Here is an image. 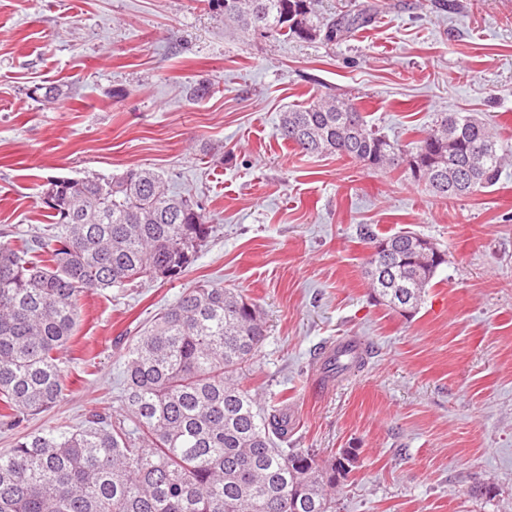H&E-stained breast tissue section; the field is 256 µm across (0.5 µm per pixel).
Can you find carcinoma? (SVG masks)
I'll return each instance as SVG.
<instances>
[{"mask_svg": "<svg viewBox=\"0 0 512 512\" xmlns=\"http://www.w3.org/2000/svg\"><path fill=\"white\" fill-rule=\"evenodd\" d=\"M242 33L341 41L377 9L317 18L316 0H210ZM278 136L306 155L334 154L370 171L399 165L404 149L369 126L355 99L328 96L281 112ZM507 153L498 129L443 112L409 150L413 181L438 198L495 186ZM52 223L0 240V423L20 428L64 399L69 350L90 288L179 279L208 242L201 207L159 173L47 181ZM371 288L388 307L417 310L447 253L402 232L377 240ZM257 304L219 284L186 289L132 337L121 355L114 414L22 433L0 454V512H336L330 490L357 449L321 461L288 448V421L263 411L238 373L264 340Z\"/></svg>", "mask_w": 512, "mask_h": 512, "instance_id": "obj_1", "label": "carcinoma"}]
</instances>
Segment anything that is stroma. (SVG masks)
I'll list each match as a JSON object with an SVG mask.
<instances>
[{
    "label": "stroma",
    "mask_w": 512,
    "mask_h": 512,
    "mask_svg": "<svg viewBox=\"0 0 512 512\" xmlns=\"http://www.w3.org/2000/svg\"><path fill=\"white\" fill-rule=\"evenodd\" d=\"M388 2L326 44L234 34L208 0H0V234L47 224V180L132 167L213 226L179 280L85 293L66 397L26 431L115 410L127 337L208 280L263 313L241 382L287 417L290 446L357 449L336 512H512V161L446 201L406 166L303 155L276 132L287 107L350 96L403 146L464 112L512 149V0ZM198 82L209 95H191ZM52 85L59 101L37 93ZM364 227L447 253L415 313L373 298ZM343 336L366 341L365 363L325 379L318 354ZM484 483L493 500L473 496Z\"/></svg>",
    "instance_id": "obj_1"
}]
</instances>
